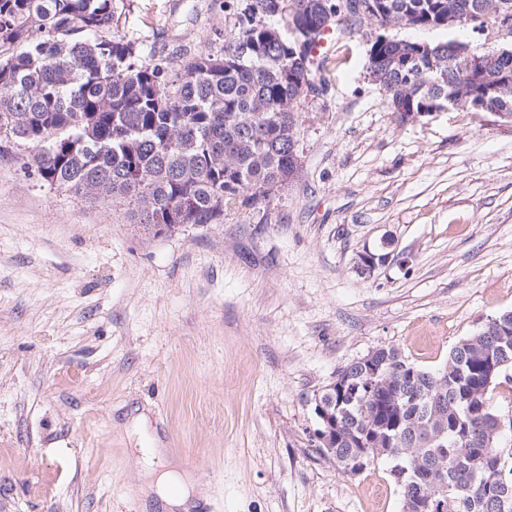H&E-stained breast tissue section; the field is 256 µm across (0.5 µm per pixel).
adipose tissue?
Returning <instances> with one entry per match:
<instances>
[{
	"label": "adipose tissue",
	"mask_w": 512,
	"mask_h": 512,
	"mask_svg": "<svg viewBox=\"0 0 512 512\" xmlns=\"http://www.w3.org/2000/svg\"><path fill=\"white\" fill-rule=\"evenodd\" d=\"M162 449L147 448L143 451L146 465L144 479L139 486L140 496L161 512H192L203 491L197 480L176 465L157 469L154 460L161 457Z\"/></svg>",
	"instance_id": "ef3b65f1"
}]
</instances>
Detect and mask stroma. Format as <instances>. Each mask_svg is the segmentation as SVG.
I'll use <instances>...</instances> for the list:
<instances>
[{
    "label": "stroma",
    "instance_id": "35a3bbf8",
    "mask_svg": "<svg viewBox=\"0 0 512 512\" xmlns=\"http://www.w3.org/2000/svg\"><path fill=\"white\" fill-rule=\"evenodd\" d=\"M124 3L113 32L173 64L235 30L238 0ZM379 30L337 35L299 103L298 177L223 223L157 235L0 157V512H144L154 447L214 512H400L383 464L351 478L321 454L315 398L381 347L438 368L512 310V122L397 121L367 69Z\"/></svg>",
    "mask_w": 512,
    "mask_h": 512
}]
</instances>
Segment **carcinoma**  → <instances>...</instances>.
<instances>
[{
    "label": "carcinoma",
    "mask_w": 512,
    "mask_h": 512,
    "mask_svg": "<svg viewBox=\"0 0 512 512\" xmlns=\"http://www.w3.org/2000/svg\"><path fill=\"white\" fill-rule=\"evenodd\" d=\"M122 0H0V156L51 186L125 203L155 233L220 224L233 207L267 206L295 172L298 103L328 58L292 57L269 20L309 14L319 28L338 0H242L218 52L180 54L177 68L146 41L112 32ZM382 25L434 28L448 0H382ZM456 41L388 37L369 69L394 112H429L465 79L512 82V50L491 46L482 74L448 70ZM512 382V311L458 341L433 370L393 346L336 374L331 456L344 474L389 464L401 512H512V444L492 392Z\"/></svg>",
    "instance_id": "1"
}]
</instances>
